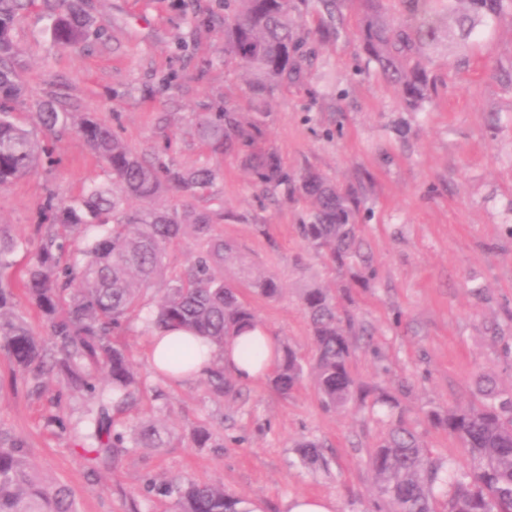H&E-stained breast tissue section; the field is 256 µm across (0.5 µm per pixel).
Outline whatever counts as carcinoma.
<instances>
[{
  "label": "carcinoma",
  "instance_id": "1",
  "mask_svg": "<svg viewBox=\"0 0 512 512\" xmlns=\"http://www.w3.org/2000/svg\"><path fill=\"white\" fill-rule=\"evenodd\" d=\"M301 4L319 13L322 38L337 36L344 10L358 5L360 50L394 86L405 108L417 111L437 91L432 56L450 40L467 45L477 27L504 14L512 0H224L225 61L247 69L249 95L256 102L300 78L303 41L293 13ZM35 7L46 12L50 35L64 48L86 47L99 33L85 0H0V187L51 158L35 130L15 123L9 106L20 95L24 69L10 32L16 19ZM37 125L49 133L75 128L107 165L112 187L92 183L67 203L48 194L43 209L56 214L57 223L21 268L12 257L28 243L0 224V350L34 381L55 369L72 391L89 396L93 407L86 410L83 441L94 453L92 460L115 457L124 448H163L157 425L128 426L111 415L133 401L142 385L130 353L112 337L139 316L146 332L183 330L222 349L258 324L239 288L224 280V267L236 263L238 255L210 214L188 205H155L168 185L185 199L195 198L219 172L208 165L183 172L149 162L108 126L88 117L77 122L52 101L37 113ZM261 125V119L248 122L229 106L216 115L197 114L193 131L213 153L243 154L265 194L303 198L309 208L296 231L306 247L334 266L359 263L353 280L366 282L373 271L358 234L355 193L310 169L291 173L276 153L254 150ZM189 235L198 243L192 262L167 272L169 249ZM252 288L268 300L282 294L272 275L256 279ZM152 290L158 299L147 310L145 298ZM19 293L43 318L47 336L36 335L19 311ZM301 304L312 328L314 357L306 363L293 347L279 344L270 384L286 394L308 376L326 408H367L368 393L349 369V311L331 289L319 285L305 289ZM205 380L216 393H239L238 381L221 362ZM479 384L484 402L431 412L434 425L466 448L465 467L433 457L402 418L390 421L369 458L378 496L390 512H512V389L497 388L487 376L479 377ZM299 448L305 463L325 465L317 443L305 441ZM153 489L173 498L178 512H240L243 503L210 484L170 482ZM0 512H75L70 492L45 480L22 443L3 440L1 431Z\"/></svg>",
  "mask_w": 512,
  "mask_h": 512
}]
</instances>
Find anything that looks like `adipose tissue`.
Segmentation results:
<instances>
[{
    "instance_id": "obj_1",
    "label": "adipose tissue",
    "mask_w": 512,
    "mask_h": 512,
    "mask_svg": "<svg viewBox=\"0 0 512 512\" xmlns=\"http://www.w3.org/2000/svg\"><path fill=\"white\" fill-rule=\"evenodd\" d=\"M149 358L154 370L162 376H174L175 380L190 382L202 378L215 362H222L226 371L237 380L249 383L265 376L276 360L278 342L275 336L263 326L235 337L224 348L205 343L202 339L184 331H171L165 334L150 333ZM187 347L193 353L191 364L182 371L170 373L166 354L176 348Z\"/></svg>"
}]
</instances>
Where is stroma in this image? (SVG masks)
<instances>
[{"mask_svg":"<svg viewBox=\"0 0 512 512\" xmlns=\"http://www.w3.org/2000/svg\"><path fill=\"white\" fill-rule=\"evenodd\" d=\"M101 27L89 49L57 46L48 20L32 10L17 21L13 41L25 62L24 94L14 113L27 127L45 101L110 126L133 152L188 171L206 164L221 176L190 202L211 213L234 245L246 300L276 337L312 358L314 343L300 302L312 281L336 287L347 272L326 267L295 226L307 205L272 200L241 156L211 153L192 117L234 105L250 112L247 71L224 63V0H86ZM359 14L349 9L338 38L319 40V15L297 18L306 38L303 78L277 87L257 148L278 154L289 171L312 168L336 185L358 189L357 222L374 279L354 286L345 302L367 331L350 370L371 396L386 393L395 412L433 457L466 465L464 448L432 425L434 409L482 401L475 378L512 388V11L479 28L449 69L446 54L431 68L444 81L422 111H406L394 88L366 66L358 49ZM54 165H41L0 190V224L37 240L47 223V194L62 202L89 182L111 184L103 162L78 135L52 137ZM273 274L280 298L255 295L251 280ZM120 340L145 382L122 422L153 418L170 435L163 448H131L115 463L90 467L80 448L84 401L56 376L35 387L0 352V430L21 440L51 481L67 486L77 512H177L173 499L148 483L180 479L224 486L265 512H286L299 495L333 499L336 512H380L367 465L385 431L382 413L325 410L311 380L289 395L266 378L218 396L203 380L177 382L149 366L147 335L132 321ZM64 417L66 428L52 423ZM205 426L206 447L188 432ZM324 447L327 467L304 465L298 443Z\"/></svg>","mask_w":512,"mask_h":512,"instance_id":"obj_1","label":"stroma"}]
</instances>
